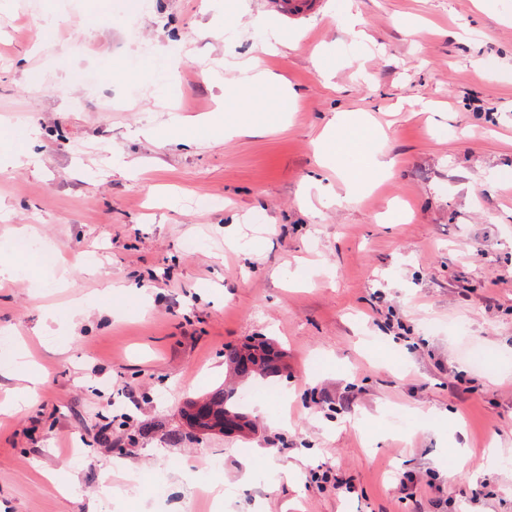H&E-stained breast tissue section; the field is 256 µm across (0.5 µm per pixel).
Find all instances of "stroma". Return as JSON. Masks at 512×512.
Wrapping results in <instances>:
<instances>
[{
    "label": "stroma",
    "mask_w": 512,
    "mask_h": 512,
    "mask_svg": "<svg viewBox=\"0 0 512 512\" xmlns=\"http://www.w3.org/2000/svg\"><path fill=\"white\" fill-rule=\"evenodd\" d=\"M131 2L0 0V403L18 350L40 377L0 413V502L408 512L403 478L418 512H512V0ZM256 64L294 103L238 96ZM339 112L394 161L351 202L318 159ZM250 336L288 355L254 433L185 439Z\"/></svg>",
    "instance_id": "35a3bbf8"
}]
</instances>
